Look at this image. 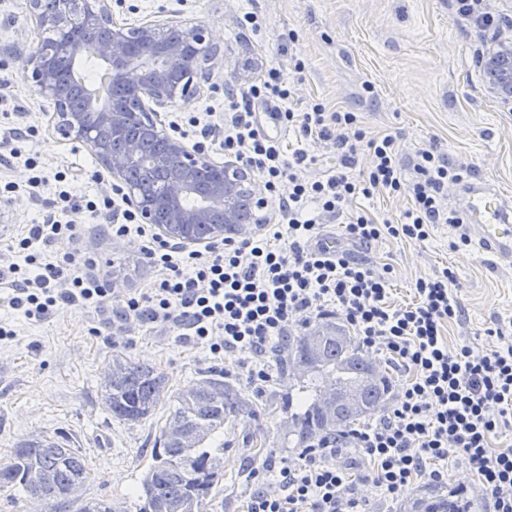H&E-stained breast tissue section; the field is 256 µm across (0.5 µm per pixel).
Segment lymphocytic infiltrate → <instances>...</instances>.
<instances>
[{"label":"lymphocytic infiltrate","mask_w":512,"mask_h":512,"mask_svg":"<svg viewBox=\"0 0 512 512\" xmlns=\"http://www.w3.org/2000/svg\"><path fill=\"white\" fill-rule=\"evenodd\" d=\"M295 93L282 70L270 67L258 82L224 97L225 156L255 171L281 201L277 221L264 233L189 251L112 202L110 232L143 238L148 263L161 272L146 291L122 295L86 275L92 257L49 255L51 244L74 235L75 227L48 215L13 242L16 260L0 264V306L37 321L62 308H109L123 320L176 328L214 358L248 355L243 375L259 392L273 379L271 354L293 326L342 317L363 350L396 363L407 379L364 428L253 467L246 512H368L364 487L392 500L419 476L441 481L459 464L477 475L492 512H512V448L491 446L512 426V344L449 347L444 327L462 317L451 269L417 279L413 300L397 304L390 265L330 253L321 241L328 218L343 219L342 237L352 245L427 241L435 225L449 220L444 191L461 180L460 170L444 154L423 150L414 178L405 179L392 136L367 138L356 113L330 112L320 103L294 111ZM258 101L273 104L272 118L300 138L333 145L340 169L310 177L316 156L261 133L253 109ZM361 149L370 161L357 172ZM377 191L408 194L411 206L400 221L348 213L355 199Z\"/></svg>","instance_id":"lymphocytic-infiltrate-1"}]
</instances>
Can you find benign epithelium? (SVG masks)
<instances>
[{
  "label": "benign epithelium",
  "instance_id": "benign-epithelium-1",
  "mask_svg": "<svg viewBox=\"0 0 512 512\" xmlns=\"http://www.w3.org/2000/svg\"><path fill=\"white\" fill-rule=\"evenodd\" d=\"M30 12L40 30L61 27L75 0H54L47 7L44 0H28ZM83 5L81 25L98 32L95 55L110 68L112 77L129 96L165 108L193 94L194 78L211 79L215 66L189 69L187 48L179 41L164 38L168 29L183 22L175 18L146 20L130 27L112 18L109 0H80ZM492 30L491 47L482 65L491 89L507 108H512V23ZM77 42L58 40L39 43L25 58L24 74L35 84L38 93L53 104V129L62 139L89 145L102 174L112 180V187L122 194L142 224H149L159 235L176 240L185 247L204 246L253 231V225L269 222L265 209L268 200L251 171L236 162L221 165L222 174L206 187L199 186L198 170L208 157L184 139L168 134L161 113L141 107L137 113L143 137H158L164 150L156 159L160 166L172 159L163 183L151 197L128 176L130 163L140 151L136 139L126 137L132 119L125 104L110 99L100 104L84 98L80 105L72 101L71 89L59 74L60 62L75 57ZM196 224L212 225L210 237L192 235Z\"/></svg>",
  "mask_w": 512,
  "mask_h": 512
}]
</instances>
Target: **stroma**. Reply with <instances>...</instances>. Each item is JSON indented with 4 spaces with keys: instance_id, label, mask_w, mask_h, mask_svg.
<instances>
[{
    "instance_id": "35a3bbf8",
    "label": "stroma",
    "mask_w": 512,
    "mask_h": 512,
    "mask_svg": "<svg viewBox=\"0 0 512 512\" xmlns=\"http://www.w3.org/2000/svg\"><path fill=\"white\" fill-rule=\"evenodd\" d=\"M112 12L121 22L162 16L202 27L223 62L196 96L165 109L164 122L211 111L216 123H223L225 92L257 81L276 65L294 79L301 103L356 113L367 137L393 136L406 178L415 175L419 151L434 148L464 175L512 195V112L490 92L478 64L488 43L457 14L454 0H114ZM246 12L264 17L260 32L242 26ZM40 38L27 0H0V155L17 147L37 159L32 169L22 159L0 169V201L13 208L12 224L0 231V260L8 259L11 242L50 210L51 191H32L31 178L71 172L78 184L64 219L77 233L56 240L52 255L92 256L90 277L117 285L124 294L143 291L157 272L144 257L141 239L104 233L109 211L92 217L84 208L85 197L112 196L109 179L100 175L88 146L55 137L48 123L51 102L23 77L22 58ZM298 61L304 64L299 73ZM27 126L34 127L33 137L15 145L11 130ZM459 234L458 225L438 224L424 243L385 239L351 253L393 266L392 297L398 304L413 299L418 278L451 268L464 315L447 326L449 345L467 340L483 349L499 346V339L484 331L499 327L512 334V268L495 266L470 246L450 249ZM0 317L16 332L13 341L0 344V459L30 436L66 437L86 458V497L130 498L173 404L164 402L135 425L112 420L102 402L101 377L117 353L164 372L170 392L216 371L259 404L260 420L243 416L225 428L224 481L204 512H243L256 457L292 450L284 439L281 406L296 393L297 383L282 370H274L271 384L259 394L240 377L246 356L213 359L205 349L181 343L173 330L74 308L40 322L8 308ZM95 326L100 335H92Z\"/></svg>"
}]
</instances>
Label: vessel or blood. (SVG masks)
Segmentation results:
<instances>
[{
    "label": "vessel or blood",
    "instance_id": "vessel-or-blood-1",
    "mask_svg": "<svg viewBox=\"0 0 512 512\" xmlns=\"http://www.w3.org/2000/svg\"><path fill=\"white\" fill-rule=\"evenodd\" d=\"M465 234L475 250L501 266H512V199L474 177L461 180Z\"/></svg>",
    "mask_w": 512,
    "mask_h": 512
}]
</instances>
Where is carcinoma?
Instances as JSON below:
<instances>
[{
	"mask_svg": "<svg viewBox=\"0 0 512 512\" xmlns=\"http://www.w3.org/2000/svg\"><path fill=\"white\" fill-rule=\"evenodd\" d=\"M79 28V10H74L63 30L43 32L45 40H60ZM324 337L308 344L310 332L290 336L283 347L280 367L298 376V394L288 395L284 408L286 435L300 447L315 435H336L354 421L380 412L391 397L388 373L355 346L353 338L336 342L329 333L336 322L316 325ZM364 409L336 419L324 415L328 396L336 390L364 382ZM107 412L119 422L136 424L150 417L168 396L166 375L157 368L117 355L101 383ZM255 419L258 409L243 399L220 373L202 375L177 393L174 407L158 436L152 462L133 496L132 507L123 512H201L208 497L224 479V426L240 416ZM89 472L78 449L63 438L32 437L17 442L0 461V490L16 491L44 501L50 512H117L113 501L87 498ZM466 512L446 496L431 490L416 500L410 512Z\"/></svg>",
	"mask_w": 512,
	"mask_h": 512,
	"instance_id": "cac0c4a2",
	"label": "carcinoma"
}]
</instances>
